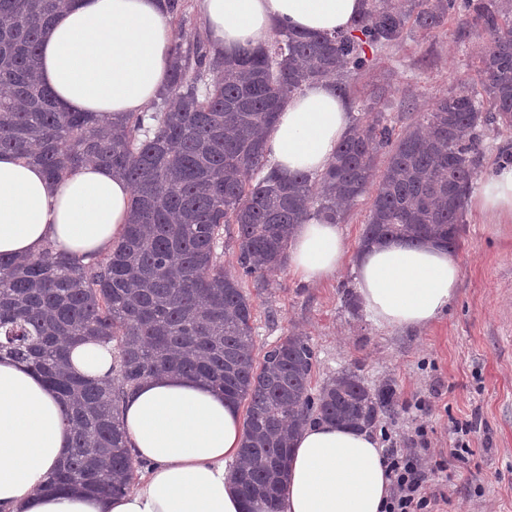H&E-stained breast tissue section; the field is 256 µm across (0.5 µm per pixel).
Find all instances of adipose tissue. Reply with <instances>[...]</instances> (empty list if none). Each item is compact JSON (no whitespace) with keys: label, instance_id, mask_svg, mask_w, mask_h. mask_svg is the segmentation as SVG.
Listing matches in <instances>:
<instances>
[{"label":"adipose tissue","instance_id":"1","mask_svg":"<svg viewBox=\"0 0 512 512\" xmlns=\"http://www.w3.org/2000/svg\"><path fill=\"white\" fill-rule=\"evenodd\" d=\"M214 54L266 45L275 30L348 31L366 0H195ZM174 40L163 0H70L42 37L38 75L64 112L109 119L142 113L168 80ZM352 122L332 81L291 97L265 139L280 175L319 172ZM131 188L102 164L64 179L14 154H0V255L31 257L45 246L100 255L119 238ZM473 206L512 222V164H496L470 196ZM348 255L338 225L310 219L292 238L288 268L299 280L335 276ZM356 291L383 328L424 327L443 315L460 278L457 258L438 241L388 238L363 247ZM71 363L101 378L112 347L79 342ZM120 420L131 455L147 461L132 489L102 497L75 487L47 492L51 473L71 448L60 398L25 364L0 357V512H242L228 465L243 436L238 405L210 383L164 373L125 397ZM383 453L369 431L328 421L307 424L294 441L280 512H382L389 496Z\"/></svg>","mask_w":512,"mask_h":512}]
</instances>
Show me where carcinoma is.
I'll return each mask as SVG.
<instances>
[{"label":"carcinoma","instance_id":"cac0c4a2","mask_svg":"<svg viewBox=\"0 0 512 512\" xmlns=\"http://www.w3.org/2000/svg\"><path fill=\"white\" fill-rule=\"evenodd\" d=\"M69 0H0V152L40 165L54 180L100 162L130 184V222L90 262L48 246L34 258L0 257V353L26 361L66 407L69 458L48 487L95 495L129 490L144 463L126 448V393L159 372L203 379L247 402L236 466L244 512H275L299 431L316 419L370 429L395 406L343 369L312 391L315 352L291 335L254 356L252 303L224 274V227L235 226L238 265L262 273L287 261L291 230L314 215L344 219L341 204L374 189L361 243L387 237L459 245L467 196L481 167L480 133L512 127V0H367L349 32L283 28L263 47L212 54L176 32L168 85L150 111L102 122L62 112L37 76L41 38ZM456 16L490 36L481 91L463 86L434 101L421 132L393 137L377 115L356 119L320 173L267 171L265 131L288 98L330 77L344 97L370 66L366 48ZM387 154L384 169L378 158ZM113 346L112 370L94 380L73 369L69 344Z\"/></svg>","mask_w":512,"mask_h":512}]
</instances>
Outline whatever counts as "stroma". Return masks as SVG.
<instances>
[{
  "mask_svg": "<svg viewBox=\"0 0 512 512\" xmlns=\"http://www.w3.org/2000/svg\"><path fill=\"white\" fill-rule=\"evenodd\" d=\"M482 28L449 17L433 32L411 28L373 51L372 65L351 83L349 101L376 98V109L395 135L415 130L434 98L461 84L478 85V55L488 43ZM234 228L224 230V272L241 276L250 294L255 354L292 333L307 336L316 355L312 388L342 369L356 370L372 388L391 386L392 414L374 427L397 448H428L445 455L451 483L429 481L446 497L443 512H512V223L491 224L467 209L455 251L461 274L456 296L437 321L421 329H384L361 307L351 263L336 276L307 284L288 269L264 275L266 289L242 277ZM472 421V456L450 459L454 422ZM425 437H418V428Z\"/></svg>",
  "mask_w": 512,
  "mask_h": 512,
  "instance_id": "35a3bbf8",
  "label": "stroma"
}]
</instances>
